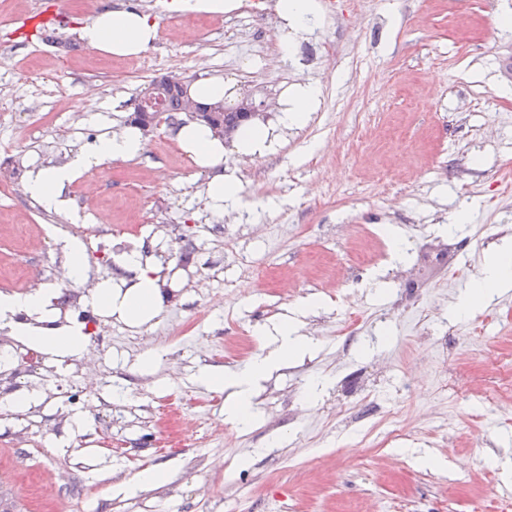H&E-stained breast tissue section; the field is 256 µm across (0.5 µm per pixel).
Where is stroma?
<instances>
[{
    "mask_svg": "<svg viewBox=\"0 0 512 512\" xmlns=\"http://www.w3.org/2000/svg\"><path fill=\"white\" fill-rule=\"evenodd\" d=\"M163 3L0 0L11 167H55L111 136L166 71L191 85L223 75L258 102L311 84L319 102L274 152L228 149L244 197L221 216L172 123L147 133L141 159L84 172L100 191L89 207L48 211L22 186L0 195V280L31 259L8 231L20 214L87 233L104 217L112 244L143 246L161 267L164 300L140 327L98 316L106 355L0 372L13 394L46 391L24 413L0 394V512H489L494 489L512 490V400L483 403L466 386L512 369V289L452 310L512 240V0H318L293 63L277 22L244 41L239 13ZM106 6L157 21L146 55L79 38ZM380 225L399 228L404 262L368 248ZM307 299L320 302L302 329L312 350L261 383L249 425L225 421V391L198 373L245 366L260 329ZM187 417L196 431L159 450ZM37 436L45 497L19 479L18 450ZM149 468L164 480L126 493Z\"/></svg>",
    "mask_w": 512,
    "mask_h": 512,
    "instance_id": "35a3bbf8",
    "label": "stroma"
}]
</instances>
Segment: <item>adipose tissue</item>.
Masks as SVG:
<instances>
[{"instance_id": "ef3b65f1", "label": "adipose tissue", "mask_w": 512, "mask_h": 512, "mask_svg": "<svg viewBox=\"0 0 512 512\" xmlns=\"http://www.w3.org/2000/svg\"><path fill=\"white\" fill-rule=\"evenodd\" d=\"M275 9L282 33L280 48L288 57L315 25L316 5L314 0H276ZM79 35L102 54L131 57L139 55L156 41L158 24L140 11L107 8L85 23ZM177 140L193 166L209 175L206 184L209 210L220 215L225 208L236 206L242 199L243 185L236 170L226 165L225 142L213 137L207 127L197 122L181 126ZM146 147V139L137 128H126L121 135L89 144L67 166L32 171L26 190L45 210L65 211L70 206L65 191L82 172L110 160L140 159ZM112 261L119 268L134 272V281L127 286L103 282L89 298V305L133 327L151 321L162 307L151 257L142 249L132 248L113 254ZM509 288H512V241L503 243L498 255L486 265L481 279L461 295L458 307L468 309L491 292ZM57 300L58 294L52 288L31 295L0 294V327L9 328L11 333L46 354L57 357L77 355L87 341L85 325L75 322L60 331L53 329L52 324L58 319ZM315 307V301H305L295 316L284 317L274 324L270 331V350L257 355L243 368L200 374L201 383L227 391L225 420L239 424L250 422L259 382L288 358L311 349L312 343L302 335L301 328L303 316Z\"/></svg>"}]
</instances>
